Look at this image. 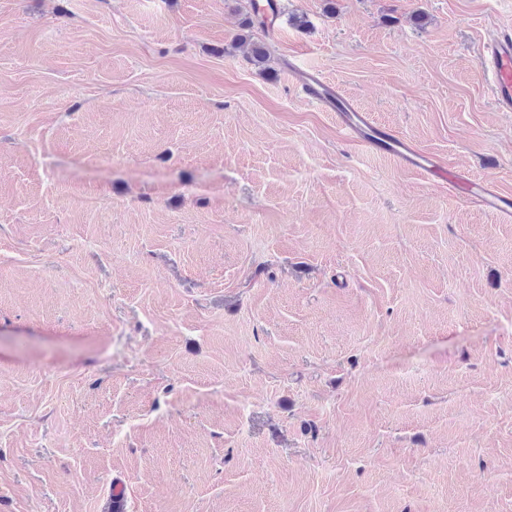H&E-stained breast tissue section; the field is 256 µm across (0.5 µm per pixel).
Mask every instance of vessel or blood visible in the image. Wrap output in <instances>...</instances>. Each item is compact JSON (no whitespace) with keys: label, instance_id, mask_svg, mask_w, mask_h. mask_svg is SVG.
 <instances>
[{"label":"vessel or blood","instance_id":"vessel-or-blood-1","mask_svg":"<svg viewBox=\"0 0 512 512\" xmlns=\"http://www.w3.org/2000/svg\"><path fill=\"white\" fill-rule=\"evenodd\" d=\"M479 58L491 75L496 108L501 112H512V32L501 30L489 38L482 45ZM292 77L295 86L304 92L308 104L335 113L338 126L355 145L367 149L383 146L385 152L425 179L436 177L445 184L467 185L479 197L484 210L506 220L512 218V199L501 195L491 183L473 180L464 171L447 168L437 155L417 148L394 133L386 131L381 140H373L374 126L369 115L352 100L342 97L318 71L296 69Z\"/></svg>","mask_w":512,"mask_h":512}]
</instances>
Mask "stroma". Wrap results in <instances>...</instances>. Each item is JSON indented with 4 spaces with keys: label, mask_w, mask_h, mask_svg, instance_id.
Listing matches in <instances>:
<instances>
[{
    "label": "stroma",
    "mask_w": 512,
    "mask_h": 512,
    "mask_svg": "<svg viewBox=\"0 0 512 512\" xmlns=\"http://www.w3.org/2000/svg\"><path fill=\"white\" fill-rule=\"evenodd\" d=\"M279 2L0 0V512H512V221L289 80L512 197V0ZM479 58L491 75V89L498 111L512 112V32L498 31L480 48ZM292 77L295 86L304 92L308 104L325 112H335L336 123L355 145L383 150L427 180L438 177L442 183L448 185H467L474 189L473 193L479 197L484 210L504 220H511V198L501 195L491 183L472 180L462 170L448 169L437 155L423 151L408 140L374 126L366 112L352 100L342 97L318 71L295 69L292 70ZM373 129L382 134L379 137L385 142L384 147L371 138Z\"/></svg>",
    "instance_id": "35a3bbf8"
}]
</instances>
